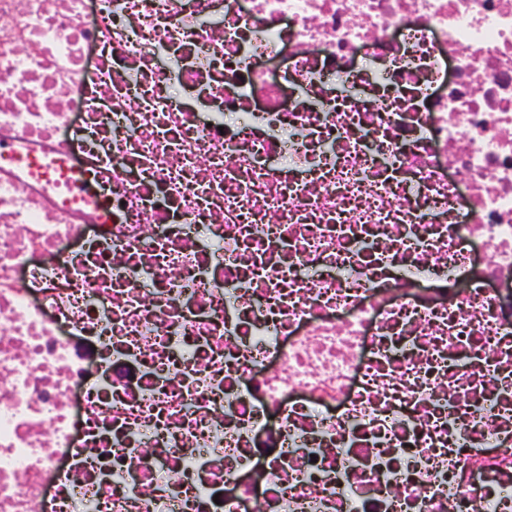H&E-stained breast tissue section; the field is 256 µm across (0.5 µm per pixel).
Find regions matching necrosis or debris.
<instances>
[{"mask_svg":"<svg viewBox=\"0 0 512 512\" xmlns=\"http://www.w3.org/2000/svg\"><path fill=\"white\" fill-rule=\"evenodd\" d=\"M0 512H512V0H0Z\"/></svg>","mask_w":512,"mask_h":512,"instance_id":"4bbe7bcc","label":"necrosis or debris"}]
</instances>
